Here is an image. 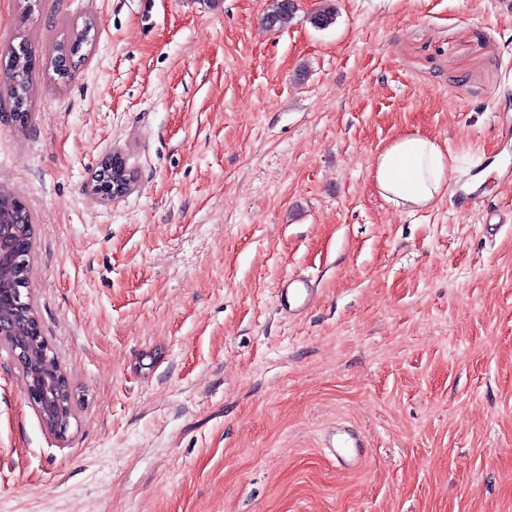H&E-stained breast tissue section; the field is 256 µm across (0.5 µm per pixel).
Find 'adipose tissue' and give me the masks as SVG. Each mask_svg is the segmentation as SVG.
<instances>
[{
  "mask_svg": "<svg viewBox=\"0 0 512 512\" xmlns=\"http://www.w3.org/2000/svg\"><path fill=\"white\" fill-rule=\"evenodd\" d=\"M370 176L396 208L414 212L434 204L448 186V165L437 139L419 133L395 137L375 154Z\"/></svg>",
  "mask_w": 512,
  "mask_h": 512,
  "instance_id": "1",
  "label": "adipose tissue"
}]
</instances>
